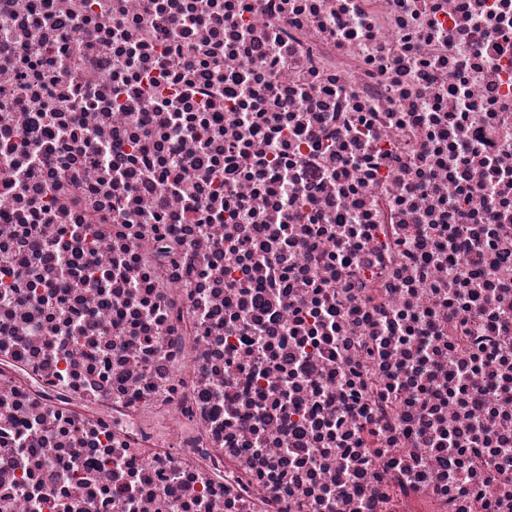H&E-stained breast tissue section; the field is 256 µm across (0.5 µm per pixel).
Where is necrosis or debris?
I'll use <instances>...</instances> for the list:
<instances>
[{
	"label": "necrosis or debris",
	"instance_id": "obj_1",
	"mask_svg": "<svg viewBox=\"0 0 512 512\" xmlns=\"http://www.w3.org/2000/svg\"><path fill=\"white\" fill-rule=\"evenodd\" d=\"M0 512H512V0H0Z\"/></svg>",
	"mask_w": 512,
	"mask_h": 512
}]
</instances>
